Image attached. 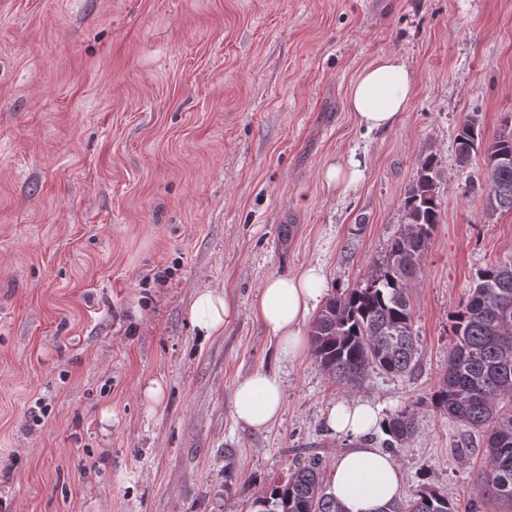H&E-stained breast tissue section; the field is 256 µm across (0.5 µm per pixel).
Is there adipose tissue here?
<instances>
[{"label": "adipose tissue", "instance_id": "1", "mask_svg": "<svg viewBox=\"0 0 512 512\" xmlns=\"http://www.w3.org/2000/svg\"><path fill=\"white\" fill-rule=\"evenodd\" d=\"M416 76L398 55L385 54L364 68L351 85L348 106L366 132L396 126L410 103ZM321 268L311 266L297 275L268 279L253 306L255 317L280 343L285 358L299 357L304 348V329L312 311L326 294ZM234 312L222 290H197L191 319L199 336L219 335ZM284 386L267 370H256L241 379L234 392L235 416L246 427L260 430L282 412ZM331 430L360 436L355 447L339 454L329 479V490L346 512H383L402 492V473L389 454L365 442L364 434L380 429L382 418L370 404L342 401L330 411Z\"/></svg>", "mask_w": 512, "mask_h": 512}]
</instances>
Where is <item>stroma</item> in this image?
<instances>
[{"instance_id": "obj_1", "label": "stroma", "mask_w": 512, "mask_h": 512, "mask_svg": "<svg viewBox=\"0 0 512 512\" xmlns=\"http://www.w3.org/2000/svg\"><path fill=\"white\" fill-rule=\"evenodd\" d=\"M394 53L417 87L401 123L365 133L351 82ZM512 115V0H0V500L11 512H256L296 457L358 438L330 408L426 398L448 368L449 316L477 272L512 263V212L487 214L484 153ZM346 193L324 170L349 154ZM441 222L408 288L420 360L349 394L312 353L288 361L252 313L272 276L328 289L379 274L428 154ZM235 313L201 339L195 290ZM278 374L281 416L238 423L237 382ZM160 382L149 404L144 388ZM393 459L458 512H512L481 434L419 410ZM468 447L460 459L459 447ZM364 172V164L352 153L347 160L331 164L324 172V178L329 186L345 192L364 178Z\"/></svg>"}]
</instances>
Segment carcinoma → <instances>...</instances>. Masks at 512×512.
Here are the masks:
<instances>
[{"label": "carcinoma", "instance_id": "carcinoma-1", "mask_svg": "<svg viewBox=\"0 0 512 512\" xmlns=\"http://www.w3.org/2000/svg\"><path fill=\"white\" fill-rule=\"evenodd\" d=\"M487 154L489 191L485 211H512V165L493 162L512 154V127L484 144L480 125L463 122L457 135L458 161L466 164L478 149ZM438 161L427 156L402 202L405 225L390 243L386 268L363 286L337 289L313 320L309 338L319 366L343 389L363 387L371 373L412 374L419 362L408 283L440 223ZM454 335L448 372L430 396L397 409L382 430L390 451L404 447L420 430L418 409L426 405L443 418L482 434L487 484L512 501V265L480 270L467 300L450 317ZM257 512H344L325 485L323 458L296 461L288 480L262 491ZM383 512H456L448 495L424 484Z\"/></svg>", "mask_w": 512, "mask_h": 512}]
</instances>
